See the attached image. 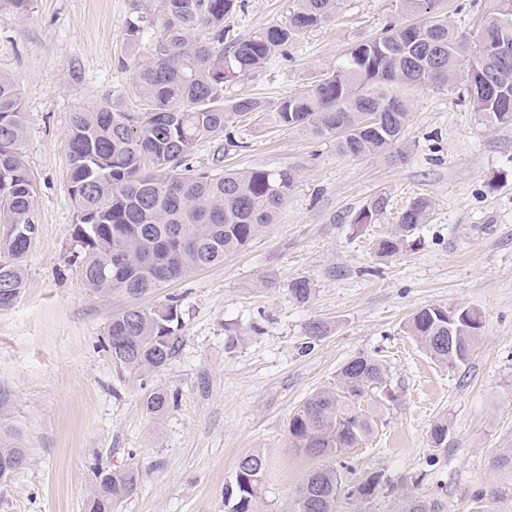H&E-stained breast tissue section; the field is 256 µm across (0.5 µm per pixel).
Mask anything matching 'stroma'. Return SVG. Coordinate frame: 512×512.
Listing matches in <instances>:
<instances>
[{"label": "stroma", "instance_id": "1", "mask_svg": "<svg viewBox=\"0 0 512 512\" xmlns=\"http://www.w3.org/2000/svg\"><path fill=\"white\" fill-rule=\"evenodd\" d=\"M160 0H31L0 8V72L14 76L26 124L25 160L36 182L38 236L25 258L26 286L0 310V424L17 431L27 461L0 486V512H85L94 467H138L137 491L115 512H225L241 457L267 459L262 512H291L317 458L296 453L288 420L334 382L350 358L384 366L386 399L375 433L344 455L345 477L377 472L391 487L338 512H401L418 492L435 512H472L474 493L502 485L496 459L512 448V126L487 127L462 100L463 84L391 86L411 112L404 158L352 159L332 139L260 120L234 119L200 145L192 165L287 169L295 183L274 224L222 264L170 283L146 307L178 302L184 342L168 365L142 377L112 362L104 329L122 308L85 288L75 255L65 135L73 113L112 98L135 107L136 58L126 23L140 15L144 43L157 34ZM493 0H440L449 25L476 36ZM297 0H238L231 37L287 22ZM400 0H339L335 15L295 36L224 98L274 106L312 85L357 43L409 22ZM386 211L353 218L377 194ZM432 209L414 246L381 259L376 241L413 201ZM314 294L297 302L291 284ZM479 309L484 327L465 366H437L405 331L429 305ZM330 325L311 340L307 322ZM240 331L226 349V327ZM172 398L160 415L147 397ZM448 422V440L430 431Z\"/></svg>", "mask_w": 512, "mask_h": 512}]
</instances>
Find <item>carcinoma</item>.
Wrapping results in <instances>:
<instances>
[{
	"label": "carcinoma",
	"mask_w": 512,
	"mask_h": 512,
	"mask_svg": "<svg viewBox=\"0 0 512 512\" xmlns=\"http://www.w3.org/2000/svg\"><path fill=\"white\" fill-rule=\"evenodd\" d=\"M337 2L300 0L288 24H271L228 42L224 17L235 0H161L151 52L135 66L140 111L129 112L124 104L106 99L74 113L66 147L82 279L99 297L125 299L105 329L113 363L148 375L176 357L183 345L181 311L173 304L148 309L142 300L248 246L275 223L294 186L288 170L215 172L190 166L198 146L231 117L257 114L314 138H331L336 152L352 159L382 153L400 157L410 112L407 107L395 111L399 97L384 87L445 86L451 74L464 81L469 107L487 125H512V101L470 86L473 63L465 55L470 38L433 14L435 0H401L403 12L419 21L391 25L356 45L331 73L282 98L271 110L249 96L224 104V84L263 67L296 32L329 19ZM488 23L512 33V0H495ZM142 32L141 17L127 21L135 50ZM25 139L18 83L0 73V223L7 225L0 237V309L12 306L25 288L24 258L37 233L36 185L25 161ZM386 207L387 198L376 195L354 223L371 224ZM431 208L427 198L412 202L378 240L377 255L393 257L406 249ZM291 293L306 303L314 288L300 277L292 282ZM482 327L483 315L476 308L432 305L417 310L406 331L435 362L456 370L476 350ZM384 382L377 359L356 356L341 366L333 385L314 392L291 415L292 447L321 460L304 477L294 512H336L342 497L363 502L390 489L379 473L347 484L339 462L347 449L359 447L374 432L376 415L362 408V401ZM168 407L162 390L146 400L151 413ZM9 439L8 434L0 436V485L26 460V450ZM266 470V457L258 451L239 460L234 485L224 491L229 512H261ZM139 483V470L133 467L99 472L86 512H114ZM501 499L498 489L483 490L474 498V512H492L489 506ZM404 512L434 510L429 500L412 495Z\"/></svg>",
	"instance_id": "1"
}]
</instances>
